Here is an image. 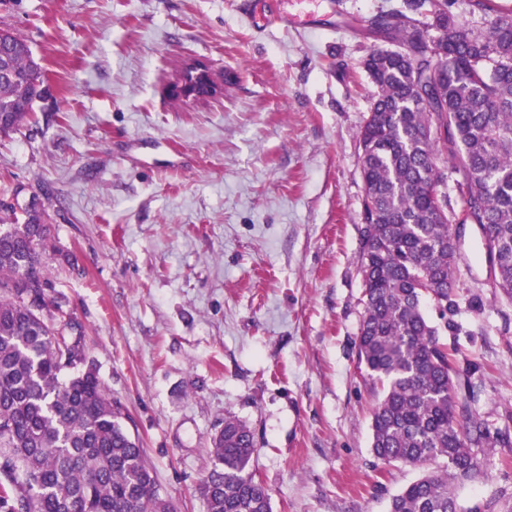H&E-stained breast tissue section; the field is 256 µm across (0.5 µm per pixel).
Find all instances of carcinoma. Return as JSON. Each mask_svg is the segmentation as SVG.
Here are the masks:
<instances>
[{
	"label": "carcinoma",
	"mask_w": 512,
	"mask_h": 512,
	"mask_svg": "<svg viewBox=\"0 0 512 512\" xmlns=\"http://www.w3.org/2000/svg\"><path fill=\"white\" fill-rule=\"evenodd\" d=\"M472 6L482 22L449 13L448 0H407L428 22L399 9L368 20L370 35L399 48L361 62L375 92L359 133L369 224L357 355L381 392L374 456L422 469L389 512H481L464 509L455 488L480 475L494 448L512 446L509 431L468 409L457 361L440 342L458 307L452 225H480L493 287L512 301V10L490 17V0ZM7 38L0 133L26 120L43 84L26 40ZM441 158L466 178L459 213L440 190ZM50 239L37 198L19 211L0 202V512H173L87 358L84 325L50 295ZM425 299L439 323L425 316ZM256 452L251 429L224 419L199 487L207 512H272L269 488L251 471Z\"/></svg>",
	"instance_id": "obj_1"
}]
</instances>
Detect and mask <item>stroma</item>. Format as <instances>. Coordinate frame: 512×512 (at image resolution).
<instances>
[{
  "mask_svg": "<svg viewBox=\"0 0 512 512\" xmlns=\"http://www.w3.org/2000/svg\"><path fill=\"white\" fill-rule=\"evenodd\" d=\"M404 0H0L46 93L0 135V199L38 198L54 294L174 512L199 485L225 417L251 428L273 512H388L420 474L371 451L376 393L357 367L364 185L358 133L371 81L366 19ZM292 14L295 25L264 17ZM221 95L172 96L185 62ZM455 330L475 398L512 409V302L492 283L477 225ZM458 490L512 512V447Z\"/></svg>",
  "mask_w": 512,
  "mask_h": 512,
  "instance_id": "35a3bbf8",
  "label": "stroma"
}]
</instances>
